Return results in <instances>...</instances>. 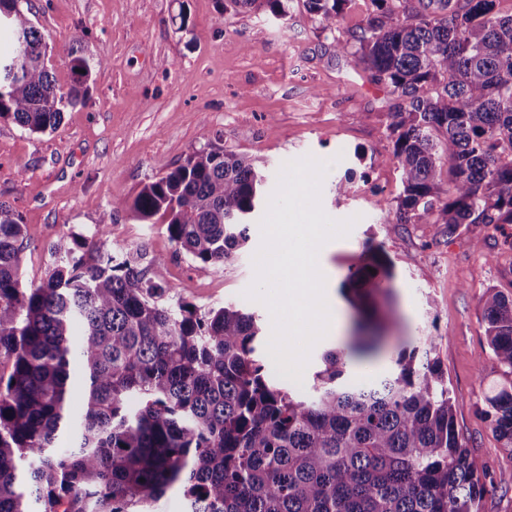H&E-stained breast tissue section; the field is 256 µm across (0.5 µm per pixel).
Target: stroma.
Here are the masks:
<instances>
[{
    "label": "stroma",
    "mask_w": 512,
    "mask_h": 512,
    "mask_svg": "<svg viewBox=\"0 0 512 512\" xmlns=\"http://www.w3.org/2000/svg\"><path fill=\"white\" fill-rule=\"evenodd\" d=\"M31 19L49 36V65L61 87L71 73L65 50L82 37L95 69L85 105L66 112L52 133L28 134L0 119V201L23 218L27 285H39L50 249L64 234L105 224V249L142 247L161 257L154 281L175 288L201 310L234 303L270 323L267 308L244 298L255 277L261 233L224 264L194 263L170 241L165 225L112 210L119 198L183 162L192 148L223 135L225 149L258 158L270 178L304 156L330 162L321 205L333 219H353L350 233L318 255L325 295L339 325L312 349L302 384L323 352L350 339L353 310L338 288L366 240L388 250L395 276L392 307L402 321L393 343L408 348L435 337L434 355L448 378L459 438L490 473L512 471L487 414L502 383L485 334L482 297L494 287L512 295V225L482 224L449 233L443 224H388L402 190L388 126L391 99L352 57L336 54L302 0L287 22L252 12L218 13L215 0H30ZM188 19L191 33L181 32ZM351 175L350 192L333 183Z\"/></svg>",
    "instance_id": "obj_1"
}]
</instances>
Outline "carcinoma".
<instances>
[{
	"instance_id": "obj_1",
	"label": "carcinoma",
	"mask_w": 512,
	"mask_h": 512,
	"mask_svg": "<svg viewBox=\"0 0 512 512\" xmlns=\"http://www.w3.org/2000/svg\"><path fill=\"white\" fill-rule=\"evenodd\" d=\"M293 0H216L284 21ZM303 0L336 52L395 98L388 126L402 191L388 224H512V13L500 0ZM29 0H0V119L55 131L89 98L93 65L73 44L63 89ZM269 176L220 136L114 208L164 224L194 262L221 265L251 239ZM448 188H443V185ZM26 224L0 202V512H144L179 485L187 512H482L512 483L459 439L436 339L392 369L345 384L348 353L327 350L313 393L278 383L258 353L264 326L232 304L200 311L80 233L51 249L45 280L23 279ZM376 273L369 272V269ZM393 263L369 244L340 293L359 329L390 296ZM483 320L503 379L488 398L512 449V296L488 288Z\"/></svg>"
}]
</instances>
